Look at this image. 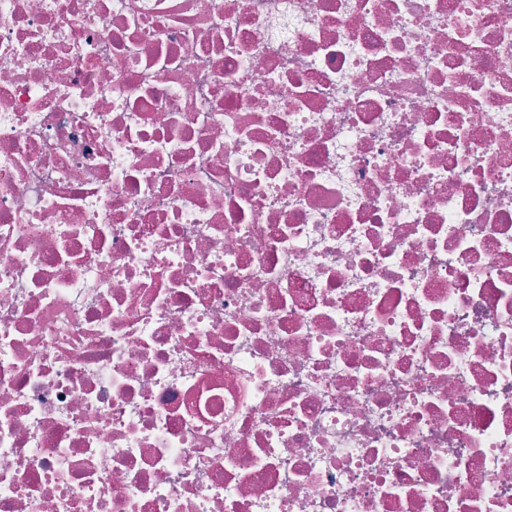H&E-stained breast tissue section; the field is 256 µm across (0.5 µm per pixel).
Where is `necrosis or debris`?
Returning a JSON list of instances; mask_svg holds the SVG:
<instances>
[{
    "mask_svg": "<svg viewBox=\"0 0 512 512\" xmlns=\"http://www.w3.org/2000/svg\"><path fill=\"white\" fill-rule=\"evenodd\" d=\"M0 512H512V0H0Z\"/></svg>",
    "mask_w": 512,
    "mask_h": 512,
    "instance_id": "necrosis-or-debris-1",
    "label": "necrosis or debris"
}]
</instances>
